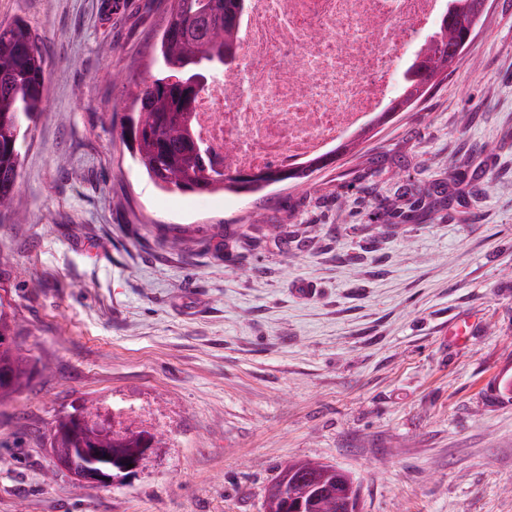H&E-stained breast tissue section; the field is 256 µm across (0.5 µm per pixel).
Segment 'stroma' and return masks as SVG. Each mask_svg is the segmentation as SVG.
<instances>
[{
	"instance_id": "obj_1",
	"label": "stroma",
	"mask_w": 512,
	"mask_h": 512,
	"mask_svg": "<svg viewBox=\"0 0 512 512\" xmlns=\"http://www.w3.org/2000/svg\"><path fill=\"white\" fill-rule=\"evenodd\" d=\"M169 6L0 0L47 51L0 219V299L45 370L0 406V512H265L303 459L349 472L361 512H512V0L354 155L250 198L159 192L122 142ZM439 181L459 197L432 218L370 223ZM130 393L166 414L164 452L75 487L56 418Z\"/></svg>"
}]
</instances>
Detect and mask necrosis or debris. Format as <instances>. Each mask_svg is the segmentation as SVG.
I'll return each mask as SVG.
<instances>
[{"instance_id":"necrosis-or-debris-1","label":"necrosis or debris","mask_w":512,"mask_h":512,"mask_svg":"<svg viewBox=\"0 0 512 512\" xmlns=\"http://www.w3.org/2000/svg\"><path fill=\"white\" fill-rule=\"evenodd\" d=\"M447 0H247L233 65L194 104L193 124L225 170L304 164L369 125Z\"/></svg>"}]
</instances>
